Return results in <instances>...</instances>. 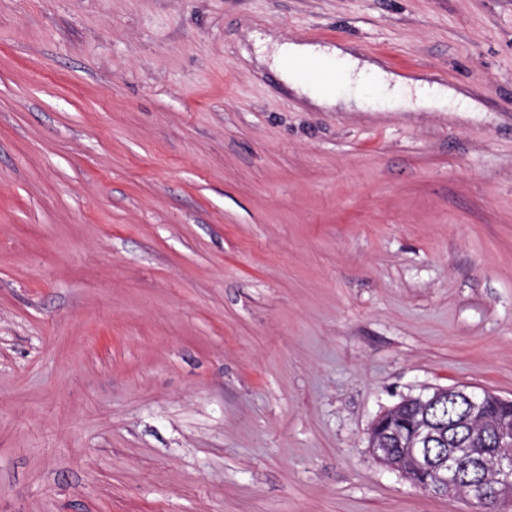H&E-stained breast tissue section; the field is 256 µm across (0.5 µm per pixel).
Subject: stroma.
I'll list each match as a JSON object with an SVG mask.
<instances>
[{"instance_id":"1","label":"stroma","mask_w":512,"mask_h":512,"mask_svg":"<svg viewBox=\"0 0 512 512\" xmlns=\"http://www.w3.org/2000/svg\"><path fill=\"white\" fill-rule=\"evenodd\" d=\"M449 386L512 399V0H0V512H477L368 448ZM270 38L256 44V52L260 58L269 59L271 67L278 71L285 81L298 95L309 98L320 106L336 108L339 111L353 112L363 110L365 101L362 97V87L368 83H374L390 98L399 100L404 93L410 94L415 90L418 99L427 101L428 85H420L412 81L403 80L401 77L383 71L378 65L366 60L361 61L349 53L333 46H322L319 44L306 43H283L275 44L269 52L268 43ZM313 59L310 61H296L294 67L308 75H323L326 83L332 85L339 82L341 72L325 73L317 61L326 65H339L343 80L350 92L339 96L335 90H328L324 85L319 84L311 77H305L288 66L290 60ZM409 82L414 87L407 85Z\"/></svg>"}]
</instances>
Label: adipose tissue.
Here are the masks:
<instances>
[{"mask_svg": "<svg viewBox=\"0 0 512 512\" xmlns=\"http://www.w3.org/2000/svg\"><path fill=\"white\" fill-rule=\"evenodd\" d=\"M256 51L262 58L271 62L272 68L278 71L285 81L298 95L309 98L320 106L339 111L353 112L364 109L365 101L362 88L373 83L390 98L400 99L408 90H415L419 99H427L429 89L424 85L408 87L406 80L383 71L378 65L360 60L351 54L333 46L306 43H283L274 46L267 41H260ZM313 59L329 66H339L348 92L337 95L335 91L326 89L313 78L306 77L290 68L293 60Z\"/></svg>", "mask_w": 512, "mask_h": 512, "instance_id": "adipose-tissue-1", "label": "adipose tissue"}]
</instances>
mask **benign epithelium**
<instances>
[{
    "instance_id": "7a95c632",
    "label": "benign epithelium",
    "mask_w": 512,
    "mask_h": 512,
    "mask_svg": "<svg viewBox=\"0 0 512 512\" xmlns=\"http://www.w3.org/2000/svg\"><path fill=\"white\" fill-rule=\"evenodd\" d=\"M446 397L462 402L465 407V418L470 421L483 419L487 412V393L467 387H439L426 394H420L418 402L421 409L414 417L401 416L399 411L392 407L378 415L371 427V430L377 433L408 436V447L403 449V452L421 467L431 466L436 470L437 479L428 486V489L431 494L444 497L450 492L459 491L461 462L474 458L472 449L465 448L460 441L454 440V447L443 453L438 460L431 459L430 443L436 435L427 414L431 406ZM492 445L498 446V449L492 457L491 475L487 480L495 487L497 500L489 504V508L491 512H506L512 507V427L496 431Z\"/></svg>"
}]
</instances>
